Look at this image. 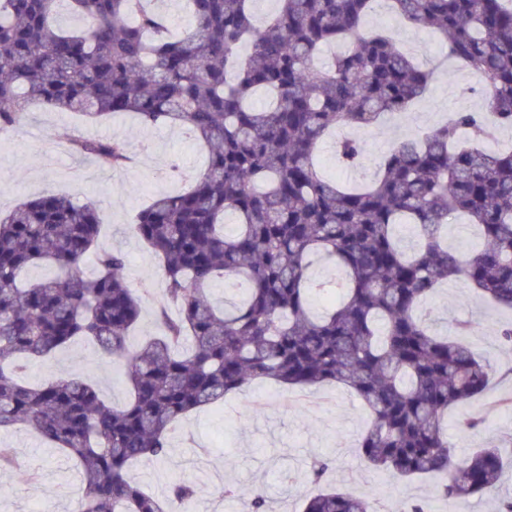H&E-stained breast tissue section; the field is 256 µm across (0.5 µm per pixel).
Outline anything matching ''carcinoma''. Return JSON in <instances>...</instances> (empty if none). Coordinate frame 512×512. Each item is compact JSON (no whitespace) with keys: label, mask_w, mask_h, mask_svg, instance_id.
<instances>
[{"label":"carcinoma","mask_w":512,"mask_h":512,"mask_svg":"<svg viewBox=\"0 0 512 512\" xmlns=\"http://www.w3.org/2000/svg\"><path fill=\"white\" fill-rule=\"evenodd\" d=\"M148 0H0V132L24 124L32 104L90 121L134 113L174 127L209 150L190 187L159 194L130 225L155 256L164 288L163 334L127 346L141 316L125 253L100 246L96 205L45 193L0 216V428L24 424L72 455L86 485L77 512H172L196 491L184 481L163 501L134 480L135 463L167 457L180 419L257 379L284 388H349L369 412L359 451L371 467L406 479L440 473L446 499L499 480L494 448L458 456L448 409L481 396L487 368L462 342L436 335L428 299L463 277L512 311V146L482 141L512 129V4L506 0H386L411 26L429 25L454 61L484 82L479 110H461L387 154L365 186L326 177L317 149L341 128L366 129L422 99L431 73L368 26L381 0H278L269 18L253 0H187L181 36ZM66 8L84 25L64 30ZM344 51L318 67L329 45ZM268 102L257 108L252 97ZM72 154L127 166L126 140L77 135ZM356 163L361 141L335 142ZM467 217L479 246L461 260L442 240ZM412 229L407 250L401 228ZM97 256L96 273L81 266ZM323 262L339 272L317 278ZM56 273L26 283L30 267ZM224 287V308L212 298ZM177 310L171 318L167 308ZM86 337L130 390L121 407L94 384L20 379ZM191 350L182 351L185 340ZM332 460L312 459L319 481ZM242 512H271L254 493ZM303 512H370L336 489Z\"/></svg>","instance_id":"obj_1"}]
</instances>
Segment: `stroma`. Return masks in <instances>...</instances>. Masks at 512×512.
I'll list each match as a JSON object with an SVG mask.
<instances>
[{
    "instance_id": "35a3bbf8",
    "label": "stroma",
    "mask_w": 512,
    "mask_h": 512,
    "mask_svg": "<svg viewBox=\"0 0 512 512\" xmlns=\"http://www.w3.org/2000/svg\"><path fill=\"white\" fill-rule=\"evenodd\" d=\"M368 24L392 30L398 46H410L421 64L442 50L432 32L422 28L397 26L376 14ZM470 86V73L461 66L434 71L425 97L412 111L361 131L364 149L358 167H343L332 141H325L319 152L324 170L347 184H360L378 170L400 139L418 132L426 117L480 109ZM115 133L125 137L136 159L124 171L78 159L66 147L67 138L76 134L108 138ZM207 160L206 149L174 128H146L129 114L88 126L74 113L37 106L19 129L0 133V212L46 192L96 204L101 240L126 253L127 280L142 298V317L128 338L134 348L161 331L163 282L153 254L129 227L154 196L181 191ZM428 304L439 334L450 335L456 324H469L471 333L465 341L489 367L483 395L449 410L448 441L458 454L497 447L505 467L490 490L452 500L440 493V475L394 482L357 454L368 411L354 392L335 385L285 389L270 380L254 381L184 417L172 435L168 457L135 469L136 479L161 499L173 481L190 479L197 503L211 512H239V503L224 495L229 482L242 494H265L272 512H301L305 500L322 487L365 496L373 512H405L415 502L425 504L428 512H498L504 500L512 499V346L504 344L495 329L512 321V312L489 304L462 279L445 283ZM95 351L94 342L78 341L50 359L29 363L24 378L37 383L79 374L97 386L107 403L124 404L127 385L113 376L110 365L98 362ZM465 414L477 416L479 426L461 430L457 420ZM0 447L15 451L12 465L0 470V512H37L45 505L52 512H73L84 490L74 460L19 425L0 430ZM317 455L333 460L319 485L309 476L310 461Z\"/></svg>"
}]
</instances>
